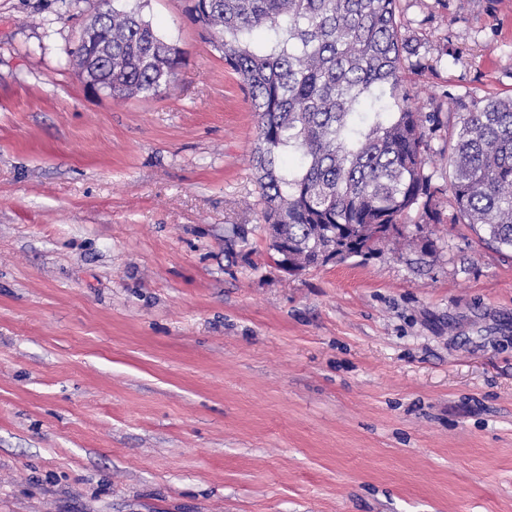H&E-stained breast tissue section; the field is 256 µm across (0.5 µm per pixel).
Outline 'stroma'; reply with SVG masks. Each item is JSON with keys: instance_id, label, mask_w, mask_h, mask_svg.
Masks as SVG:
<instances>
[{"instance_id": "1", "label": "stroma", "mask_w": 512, "mask_h": 512, "mask_svg": "<svg viewBox=\"0 0 512 512\" xmlns=\"http://www.w3.org/2000/svg\"><path fill=\"white\" fill-rule=\"evenodd\" d=\"M123 101L69 63L98 0H0V512H512V253L452 223L290 271L257 115L188 14ZM413 106L512 97V0H398Z\"/></svg>"}]
</instances>
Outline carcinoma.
<instances>
[{"mask_svg":"<svg viewBox=\"0 0 512 512\" xmlns=\"http://www.w3.org/2000/svg\"><path fill=\"white\" fill-rule=\"evenodd\" d=\"M397 0H190L188 12L237 74L258 136L252 163L267 237L288 239L306 268L344 247L367 257L378 228L416 210L440 223L441 188L427 172L428 132L442 106L420 112L407 69ZM93 48L70 63L120 101L175 80L180 51L146 20L141 0H112L95 16ZM448 191L454 223L512 251V98L448 113Z\"/></svg>","mask_w":512,"mask_h":512,"instance_id":"cac0c4a2","label":"carcinoma"}]
</instances>
